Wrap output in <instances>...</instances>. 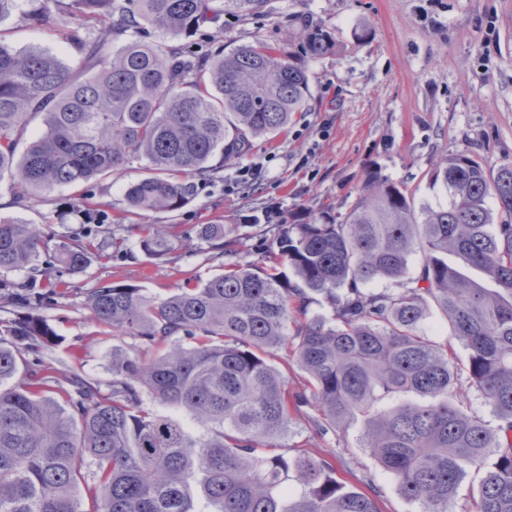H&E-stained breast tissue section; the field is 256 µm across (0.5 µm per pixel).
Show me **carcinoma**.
Segmentation results:
<instances>
[{
	"label": "carcinoma",
	"mask_w": 512,
	"mask_h": 512,
	"mask_svg": "<svg viewBox=\"0 0 512 512\" xmlns=\"http://www.w3.org/2000/svg\"><path fill=\"white\" fill-rule=\"evenodd\" d=\"M54 2L76 65L0 40V178L18 205L137 161L145 173L125 187L122 211L175 213L197 181L286 133L307 111L309 64L339 49L330 27L303 15L288 18L281 43L226 53L187 42L221 13L265 15L267 0ZM89 21L106 38L88 37ZM145 26L165 41H139ZM429 181L448 203L416 204L369 162L344 213L252 218L265 246L255 259L240 225L199 224L222 272L163 299L129 284L91 289L94 317L139 340L131 353L112 350L105 391L26 360L56 333L20 296L11 340L0 339V512H382L383 481L421 512H448L467 478L478 512H512V162L489 173L451 152ZM172 236L171 224H146L139 248L162 259ZM126 253L115 230L82 226L55 243L0 218V272L43 256L74 274ZM450 255L497 289L467 279ZM378 281L390 287L371 288ZM319 296L332 316L312 309ZM305 407L321 437L360 421V446L379 466L368 491L326 454L274 452Z\"/></svg>",
	"instance_id": "1"
}]
</instances>
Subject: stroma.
I'll return each instance as SVG.
<instances>
[{"label":"stroma","mask_w":512,"mask_h":512,"mask_svg":"<svg viewBox=\"0 0 512 512\" xmlns=\"http://www.w3.org/2000/svg\"><path fill=\"white\" fill-rule=\"evenodd\" d=\"M29 0L1 25L18 50L39 48L73 65L77 55L64 39L65 19L53 13L42 26L26 23ZM305 14L332 28L338 53L312 62L309 110L272 143L256 144L238 163L200 180L195 200L176 213H147L126 220L132 253L92 264L68 276L62 294L44 296L35 311L48 320L60 344L47 351L58 367L108 384L112 350L132 346L131 337L97 321L88 292L107 283H128L145 295L164 298L221 272L223 256L196 237L200 224L242 218L268 210L285 213L306 205L346 211L354 202L365 163L376 161L384 174L406 184L419 204L443 197L428 173L450 152L481 158L486 170L512 162V0H268L262 18L221 15L194 37L199 45L233 48L257 39L278 42L286 16ZM369 30L360 40L361 30ZM143 173L140 163L72 189L38 193L27 205L14 204L0 182V217L39 224L61 237L79 228V199L111 202L103 220L111 229L125 185ZM171 224L181 245L166 259L137 250L140 227ZM57 268L38 264L0 274V320L11 319L17 284L57 278ZM309 444L331 454L337 469H351L355 485L377 469L361 448L356 430L315 437L305 417H296L287 454Z\"/></svg>","instance_id":"35a3bbf8"}]
</instances>
